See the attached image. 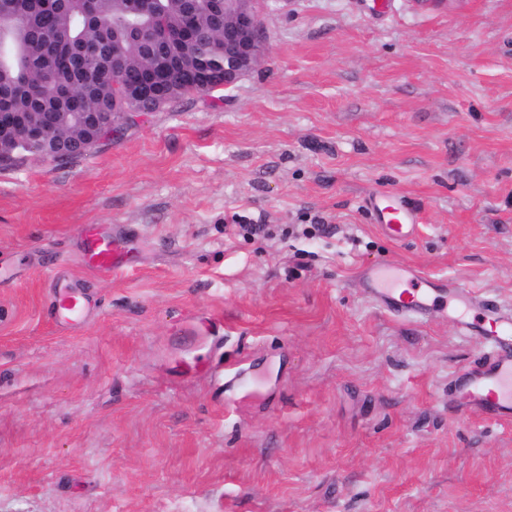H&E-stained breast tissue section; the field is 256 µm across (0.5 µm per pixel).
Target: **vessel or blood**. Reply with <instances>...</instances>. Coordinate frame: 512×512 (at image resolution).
I'll list each match as a JSON object with an SVG mask.
<instances>
[{
  "instance_id": "obj_1",
  "label": "vessel or blood",
  "mask_w": 512,
  "mask_h": 512,
  "mask_svg": "<svg viewBox=\"0 0 512 512\" xmlns=\"http://www.w3.org/2000/svg\"><path fill=\"white\" fill-rule=\"evenodd\" d=\"M371 209L382 232L400 240L412 235L419 222L416 210L396 193L374 197ZM82 258L86 266L120 273L126 268L122 243L96 228H86ZM365 291L387 311L418 317L441 313L451 316L463 329L485 339L493 355L480 366L461 371L456 381L463 389L462 401L470 411L501 418L512 415V314L497 306H486L478 297L453 280L434 279L420 269L386 262L362 274ZM88 305L74 290L54 295L53 316L68 323L83 318Z\"/></svg>"
}]
</instances>
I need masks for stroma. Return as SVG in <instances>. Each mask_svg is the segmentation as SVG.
Returning <instances> with one entry per match:
<instances>
[{
  "mask_svg": "<svg viewBox=\"0 0 512 512\" xmlns=\"http://www.w3.org/2000/svg\"><path fill=\"white\" fill-rule=\"evenodd\" d=\"M263 9L222 100L0 168V512H512V420L448 386L489 345L359 284L391 261L512 308V0ZM90 225L124 273L84 268ZM58 284L95 315L59 327ZM375 222L382 232L400 240L412 235L419 224L418 212L397 193H386L371 200Z\"/></svg>",
  "mask_w": 512,
  "mask_h": 512,
  "instance_id": "stroma-1",
  "label": "stroma"
}]
</instances>
